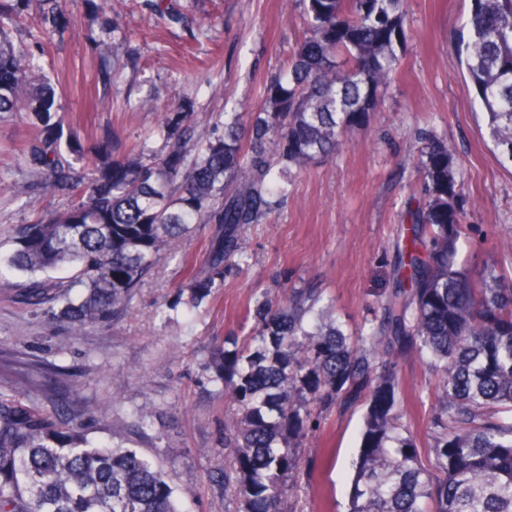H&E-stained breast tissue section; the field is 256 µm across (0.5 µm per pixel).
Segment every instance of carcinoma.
<instances>
[{"mask_svg": "<svg viewBox=\"0 0 512 512\" xmlns=\"http://www.w3.org/2000/svg\"><path fill=\"white\" fill-rule=\"evenodd\" d=\"M42 40L67 27L59 0H0V114L26 116L30 179L69 195L62 212L15 224L0 277H29L25 299L44 318L85 336L118 318L175 239L214 226L204 274L188 284L198 305L243 270L242 234L288 195L301 171L344 145L391 83L403 42L404 0H306L303 31L260 108L224 114V133L189 112L168 114L164 147L137 159L112 139L85 147L54 119L55 91L11 33L26 20ZM457 47L487 117L491 141L512 162V0H472ZM423 199L397 245L381 316L351 331L317 323L321 292L267 293L243 340L212 353L224 384V497L234 512H293L302 448L323 413L367 403L346 512H512V277L474 275L459 262L466 235L456 149L419 132ZM437 378L427 435L431 468L396 410L400 360ZM51 408L24 386L0 385V512H181L173 488L135 448L89 437L107 413L84 402L79 380L47 374Z\"/></svg>", "mask_w": 512, "mask_h": 512, "instance_id": "carcinoma-1", "label": "carcinoma"}]
</instances>
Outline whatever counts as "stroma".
<instances>
[{"mask_svg":"<svg viewBox=\"0 0 512 512\" xmlns=\"http://www.w3.org/2000/svg\"><path fill=\"white\" fill-rule=\"evenodd\" d=\"M64 0L69 25L51 43L15 33L44 66L56 109L81 141L117 137L124 153L160 150L152 135L166 114L191 112L215 122L249 113L270 78L288 62L303 27L304 0ZM406 39L398 73L368 121L346 147L307 171H290L288 196L243 235L245 270L199 306L176 304L188 276L204 267L212 235L195 225L174 256L162 259L109 327L73 340L23 301L25 276L0 277V384L25 382L46 398L42 373L54 364L77 374L84 400L107 409L110 424L90 421L92 437L138 449L164 474L191 512H228L224 501V393L206 367L226 336H246L251 298L269 291L323 289L346 328L378 321L376 299L391 288L396 243L421 195L415 166L418 134L456 145L467 222L463 250L471 270L512 275V164L488 137L484 113L455 51L467 36L472 0H406ZM154 107H145L146 99ZM32 129L20 116L0 117V252L12 225L61 211L66 194L33 185L20 154ZM24 187L13 197L12 186ZM398 402L411 420L422 460H429L426 421L436 380L402 359ZM152 414L146 425L140 411ZM365 403L324 415L305 442L304 491L298 512H344L351 463L361 440Z\"/></svg>","mask_w":512,"mask_h":512,"instance_id":"stroma-1","label":"stroma"}]
</instances>
